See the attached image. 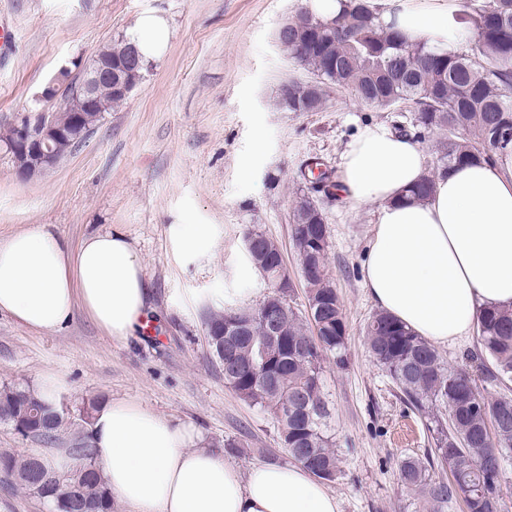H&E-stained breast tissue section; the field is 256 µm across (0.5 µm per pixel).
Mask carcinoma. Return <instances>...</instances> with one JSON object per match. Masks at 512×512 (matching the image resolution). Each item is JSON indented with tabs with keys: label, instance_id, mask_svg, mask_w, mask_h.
Returning a JSON list of instances; mask_svg holds the SVG:
<instances>
[{
	"label": "carcinoma",
	"instance_id": "obj_1",
	"mask_svg": "<svg viewBox=\"0 0 512 512\" xmlns=\"http://www.w3.org/2000/svg\"><path fill=\"white\" fill-rule=\"evenodd\" d=\"M312 25L288 28L281 47L290 59L313 73L310 81H291L279 92L286 112H319L327 94L316 88L345 86L357 102L411 113L412 124L427 132H448L439 142L437 168L491 162L512 144V0H483L472 16L473 38L466 50L443 56L411 43L381 25L367 0H346L342 13L312 15ZM109 110L127 97L109 83L98 89ZM60 138L53 162L86 142L102 117L87 111L81 124L67 108L53 111ZM434 187L424 177L404 199L423 200ZM322 201L311 191L296 195L291 227L293 241L311 261L316 281L330 278L329 226L322 225ZM255 249L248 257L260 275L273 269L279 254L274 240L251 230ZM317 318L328 330L314 336L309 318L288 305L283 351L269 374L273 384L259 383L266 372L262 349L268 342L262 315L257 313L246 335L232 348H221L224 319L234 308L210 314L206 330L213 333V362L229 366L224 384L244 401L270 414L288 434L289 457L315 477L328 480L339 473V460L329 424L330 409L322 386V362L327 354L344 363L347 326L337 289L319 288ZM477 333L489 359L483 373L492 388L512 381V308L490 307L480 313ZM366 342L374 360L415 412L429 417L436 432L435 448L423 459L401 462L403 482L419 490L429 512L464 497L467 512H505L502 482L506 453L512 450V397L482 394L463 369L447 365L439 351L392 317L377 312L368 321ZM299 401L279 416L285 402ZM66 420V408L48 402L24 387L0 389V423L24 437L52 442ZM75 469L67 474L49 470L34 457L0 456V472L41 498L54 512H112V493L101 477L100 458L90 438L72 449Z\"/></svg>",
	"mask_w": 512,
	"mask_h": 512
}]
</instances>
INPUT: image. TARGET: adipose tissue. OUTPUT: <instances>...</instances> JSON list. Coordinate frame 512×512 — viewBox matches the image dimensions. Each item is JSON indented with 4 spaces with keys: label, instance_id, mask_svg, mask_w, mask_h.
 Instances as JSON below:
<instances>
[{
    "label": "adipose tissue",
    "instance_id": "ef3b65f1",
    "mask_svg": "<svg viewBox=\"0 0 512 512\" xmlns=\"http://www.w3.org/2000/svg\"><path fill=\"white\" fill-rule=\"evenodd\" d=\"M380 22L409 41L453 55L473 36L474 0H373ZM428 173L412 136L374 125L348 143L341 194L378 212L364 262L376 306L430 343L469 337L491 306H512V147L495 161L433 173L427 200L402 204ZM150 292L128 238L111 231L71 244L32 224L0 240V312L33 331L57 329L82 308L122 340L139 326ZM103 478L128 512H340L339 500L298 464L241 472L200 447L189 424L124 399L99 406L91 429Z\"/></svg>",
    "mask_w": 512,
    "mask_h": 512
}]
</instances>
